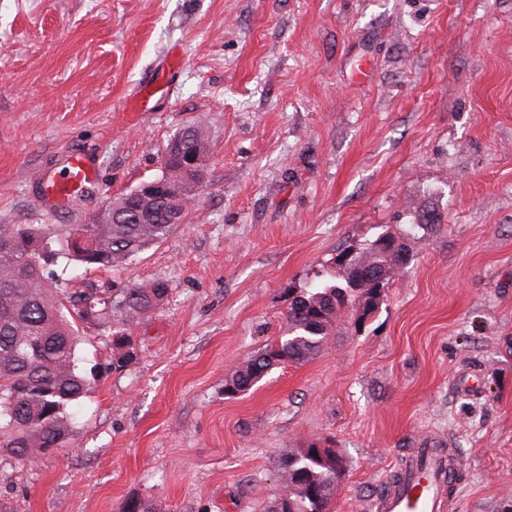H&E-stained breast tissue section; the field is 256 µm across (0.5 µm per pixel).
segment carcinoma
I'll return each mask as SVG.
<instances>
[{"label":"carcinoma","mask_w":512,"mask_h":512,"mask_svg":"<svg viewBox=\"0 0 512 512\" xmlns=\"http://www.w3.org/2000/svg\"><path fill=\"white\" fill-rule=\"evenodd\" d=\"M179 136L184 149L201 157L210 152L209 129L199 118ZM195 197L185 200L145 198L139 209L127 194L112 199L109 223L101 216L86 224H0V453L20 464L37 467L43 449L65 448L73 433L69 408L86 394L88 378L78 366L80 328L88 324L82 306L96 312L97 326L109 330L118 356L112 370H121L132 357L133 338L112 329L119 312L132 325L166 298L164 280L116 288L111 282L86 283L76 288L54 279L47 266L63 257L85 269L109 272L123 268L148 246L173 232V213L187 216ZM82 232L96 248L71 251L69 239ZM347 280L338 268L291 298L282 336L243 361L225 380L224 393H245L274 367L314 359L327 344L342 316L341 295ZM336 450L311 444L290 448L275 463L278 481L289 492L288 512H330L336 498ZM122 512H157V506L138 495L128 497Z\"/></svg>","instance_id":"1"}]
</instances>
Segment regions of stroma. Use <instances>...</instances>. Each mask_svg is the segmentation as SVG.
Wrapping results in <instances>:
<instances>
[{
	"label": "stroma",
	"instance_id": "35a3bbf8",
	"mask_svg": "<svg viewBox=\"0 0 512 512\" xmlns=\"http://www.w3.org/2000/svg\"><path fill=\"white\" fill-rule=\"evenodd\" d=\"M199 117L185 223L119 272L53 266L169 293L69 447L0 457V512H258L278 455L311 441L346 461L333 512H374L430 436L461 455L452 512H512V0H0V224L88 222ZM69 154L96 187L47 197ZM384 231L410 262L377 311L225 395L290 290ZM192 127L194 128V134L190 138L189 131ZM179 132L170 138V140L181 136L184 140V149L197 153L200 157H204L206 161L210 152V141L209 128L207 129L204 119L198 118L196 121L186 126L180 133Z\"/></svg>",
	"mask_w": 512,
	"mask_h": 512
}]
</instances>
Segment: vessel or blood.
<instances>
[{
  "mask_svg": "<svg viewBox=\"0 0 512 512\" xmlns=\"http://www.w3.org/2000/svg\"><path fill=\"white\" fill-rule=\"evenodd\" d=\"M91 182L90 167L76 157L69 159L66 176L57 190L69 195L85 189ZM414 454L412 467L377 496V512H446V489L460 465L458 450L439 448L425 440Z\"/></svg>",
  "mask_w": 512,
  "mask_h": 512,
  "instance_id": "b4317fda",
  "label": "vessel or blood"
}]
</instances>
